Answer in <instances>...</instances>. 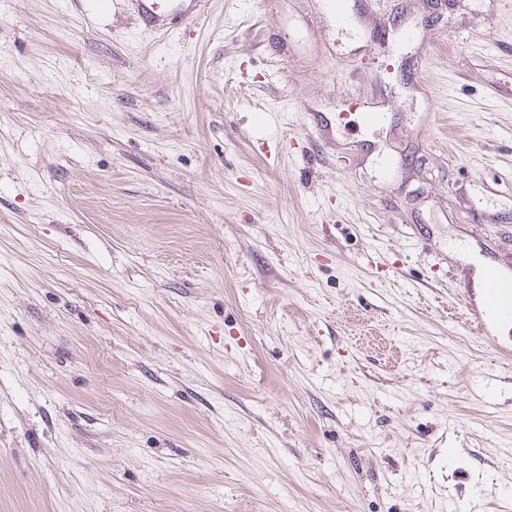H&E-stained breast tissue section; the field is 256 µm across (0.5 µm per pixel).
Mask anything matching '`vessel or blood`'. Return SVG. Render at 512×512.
Listing matches in <instances>:
<instances>
[{
    "label": "vessel or blood",
    "instance_id": "b4317fda",
    "mask_svg": "<svg viewBox=\"0 0 512 512\" xmlns=\"http://www.w3.org/2000/svg\"><path fill=\"white\" fill-rule=\"evenodd\" d=\"M131 10L164 34L161 14L177 12L194 20L206 0H127ZM458 304L461 318L478 342L496 357V369L485 372L486 382L497 380L512 385V267L496 262L482 264L461 274L458 279Z\"/></svg>",
    "mask_w": 512,
    "mask_h": 512
}]
</instances>
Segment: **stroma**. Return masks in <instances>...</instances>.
<instances>
[{
	"label": "stroma",
	"mask_w": 512,
	"mask_h": 512,
	"mask_svg": "<svg viewBox=\"0 0 512 512\" xmlns=\"http://www.w3.org/2000/svg\"><path fill=\"white\" fill-rule=\"evenodd\" d=\"M110 2L0 0V512H512V0ZM130 9L146 24H150L157 34L164 35L169 29L163 27L164 20L161 19V13L164 9L177 11L180 17L185 20H194L201 12L202 4H207L208 0H127ZM189 4L184 5V3ZM457 299L463 323L478 342L490 348L501 369L485 372L512 385V267L496 262L467 269L458 278ZM502 375H505L501 377Z\"/></svg>",
	"instance_id": "35a3bbf8"
}]
</instances>
